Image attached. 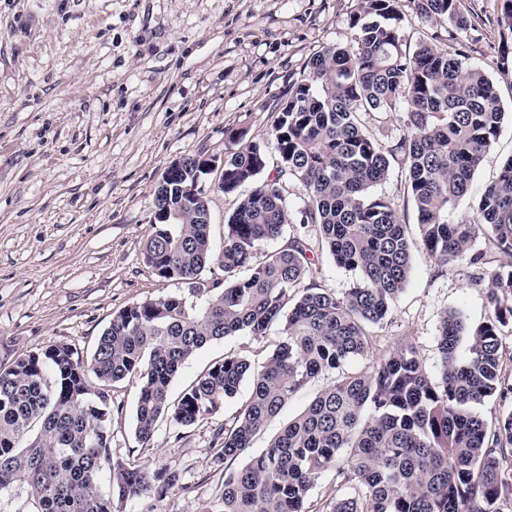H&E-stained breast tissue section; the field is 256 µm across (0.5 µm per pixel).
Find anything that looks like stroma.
Returning a JSON list of instances; mask_svg holds the SVG:
<instances>
[{"mask_svg": "<svg viewBox=\"0 0 512 512\" xmlns=\"http://www.w3.org/2000/svg\"><path fill=\"white\" fill-rule=\"evenodd\" d=\"M469 29L448 52L496 74L505 119L453 220L472 216L484 187L512 156V76L497 75L503 45L501 0H463ZM356 0H0V366L19 355L66 343L90 362L97 340L122 308L187 294L157 277L143 247L153 232L154 191L169 164L186 154L223 160L227 133L269 137L290 86L311 56L350 40ZM206 176L214 248L234 197ZM479 268L437 265L415 250L413 267L389 318L370 331V369L411 342L432 377L440 375L439 326L459 311L475 327L489 309L474 284ZM229 336L207 344L179 371L171 398L205 368L234 353L253 355L278 340ZM319 377L270 420L261 450L316 393ZM250 392L242 383L222 413L194 425L162 423L149 446L133 434L138 388L119 384L113 399V457L185 472L189 490L171 489L157 512H220L224 466L214 462L211 430L236 413Z\"/></svg>", "mask_w": 512, "mask_h": 512, "instance_id": "obj_1", "label": "stroma"}]
</instances>
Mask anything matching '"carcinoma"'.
Instances as JSON below:
<instances>
[{
	"label": "carcinoma",
	"instance_id": "obj_1",
	"mask_svg": "<svg viewBox=\"0 0 512 512\" xmlns=\"http://www.w3.org/2000/svg\"><path fill=\"white\" fill-rule=\"evenodd\" d=\"M400 0H358L351 43L314 54L308 73L288 90L268 141L228 135L222 192L237 196L213 249L208 202L191 194L190 166L156 188L154 205L180 211L157 224L144 261L189 296L148 299L113 314L86 366L69 344H52L0 369V493L24 494L21 512H114V502L149 501L148 512L182 484L168 467L149 469L111 454L112 388L138 386L133 433L150 445L162 421L188 427L213 418L248 379V399L215 428L214 459L243 458L224 471L222 512H311L316 481L336 490L320 512H504L512 489V412L487 422L477 407L504 395L501 328L512 321V157L485 186L473 217L450 215L468 194L505 112L495 80L463 54L428 41L403 49ZM423 23L467 30L462 0H413ZM404 109L405 134L385 148L363 124L365 112ZM281 168L258 181L267 148ZM398 165L417 217L407 233L395 201L374 192ZM303 187L292 213L283 177ZM246 192L240 189L247 185ZM299 221L292 235L284 227ZM313 225L336 264L358 274L338 295L306 282L318 261L302 229ZM483 234L507 261L490 273L488 320L466 329L460 312L445 314L435 381L404 343L371 369L344 373L321 389L265 448L253 440L315 379L340 371L369 350V330L389 315L412 271L419 244L439 265L467 259ZM277 241L276 249L260 253ZM224 268V285L204 287L203 271ZM279 340L261 369L226 354L178 401L169 390L179 369L206 344L228 336L260 342L274 326ZM468 337L467 354L459 353ZM108 470L111 490L100 488Z\"/></svg>",
	"mask_w": 512,
	"mask_h": 512
}]
</instances>
